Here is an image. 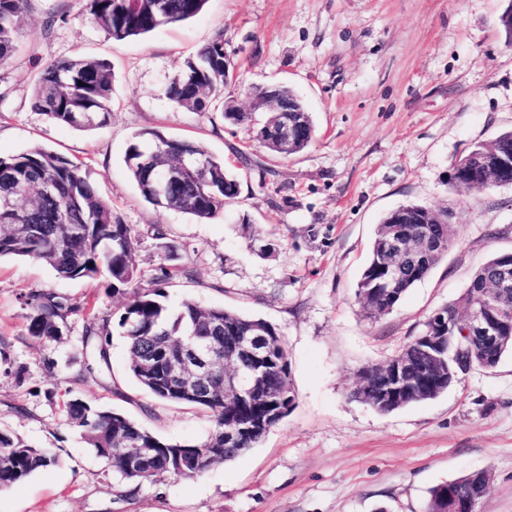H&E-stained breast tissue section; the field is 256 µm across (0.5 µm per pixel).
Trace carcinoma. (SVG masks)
<instances>
[{
    "mask_svg": "<svg viewBox=\"0 0 512 512\" xmlns=\"http://www.w3.org/2000/svg\"><path fill=\"white\" fill-rule=\"evenodd\" d=\"M208 0H87L93 22L110 39L124 41L179 23L201 13ZM28 0H0V63L18 49ZM230 70L224 69V33H218L186 64V69L164 88L176 107L207 112L214 107L233 125L245 122L235 106L221 101ZM113 73L106 59L82 56L60 58L44 66L33 89L34 107L57 124L74 128L102 126L111 112ZM301 120L288 147L294 155L309 146L315 128L309 113L299 112ZM126 165L142 197L162 209L188 213L205 223L224 211V203L239 194L236 175L199 142L166 137L159 131L139 133L126 152ZM175 169L176 180L162 193L152 182L161 172ZM490 188L480 172L453 184L454 191L470 197ZM0 258L23 257L51 267L66 279L112 281V292L130 289L119 311L100 304L97 297L77 301L55 291L33 289L20 295L25 310V332L33 340L50 345L62 339L75 318L84 321L82 344L92 349L100 365L109 366L112 324L129 351L132 377L154 398L185 405L208 413L210 429L197 441H164L122 413L104 410L73 397L63 402L66 421L77 428L85 443L105 459L122 480L118 497L133 494L145 482L166 478L189 479L230 461L255 447L266 433L285 418L295 404L288 351L269 322L222 307H202L186 299L175 310L163 304L162 284L166 269L144 288L134 264L135 228L112 208L89 180L85 163L71 160L41 146L13 156H0ZM15 224H31L32 231L17 235ZM395 231L412 241L425 231L443 240L442 248L430 253L424 263L412 266L399 261L400 280L392 299L373 293L383 276L376 265L388 238ZM459 238L454 224H390L383 217L370 246L368 262L355 293L368 317L391 313L416 284L439 264ZM492 256L474 273L465 300H478L495 270ZM261 327V347L269 351L266 376L257 393L249 398H232L219 387L201 399L171 387L164 375L168 351L189 342L193 336H213L226 348L235 336ZM457 357L470 367L495 368L512 354V337L505 336L499 348L485 354L470 344L468 337L456 342ZM398 354L406 359L401 386L408 390L398 407L427 400L426 392L446 390L448 376L440 375L436 362L448 364V348L428 352L419 337L404 345ZM237 429L232 446L224 447V430ZM58 459L44 448L0 431V490L25 480L40 470L57 464ZM489 480L486 471L469 472L455 480L457 491L468 493ZM448 484L429 490L425 512H442Z\"/></svg>",
    "mask_w": 512,
    "mask_h": 512,
    "instance_id": "1",
    "label": "carcinoma"
}]
</instances>
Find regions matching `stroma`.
I'll list each match as a JSON object with an SVG mask.
<instances>
[{
  "label": "stroma",
  "instance_id": "obj_1",
  "mask_svg": "<svg viewBox=\"0 0 512 512\" xmlns=\"http://www.w3.org/2000/svg\"><path fill=\"white\" fill-rule=\"evenodd\" d=\"M512 0H208L187 21L114 41L90 22L86 0H29L18 53L0 65V156L41 146L87 162L88 173L139 237L142 285L169 271L167 301L191 299L261 318L288 351L292 411L248 452L191 479L141 485L116 498L119 478L68 426L65 391L124 413L160 438L199 440L209 419L159 401L129 373L120 335L111 387L74 373L89 358L76 319L46 348L24 331L18 301L32 289L118 309L106 279L63 280L21 258L0 259V338L22 380L0 373V429L58 462L0 491V512H423L428 490L487 470L480 512H512V355L473 369L437 399L383 414L351 398L358 370L381 364L417 336L437 308L462 302L474 272L512 251V187L460 198L449 176L471 147L512 129V45L498 18ZM66 15L51 31L49 14ZM224 36L231 105L284 84L301 97L316 134L302 152H271L218 112L177 109L162 89L216 34ZM113 66L106 125L59 126L32 107L40 70L60 57ZM157 130L201 142L240 183L219 218L145 201L125 155ZM408 203L450 210L457 244L394 310L366 318L357 282L383 216ZM194 270L192 277L181 267ZM56 360L46 369L45 357Z\"/></svg>",
  "mask_w": 512,
  "mask_h": 512
}]
</instances>
